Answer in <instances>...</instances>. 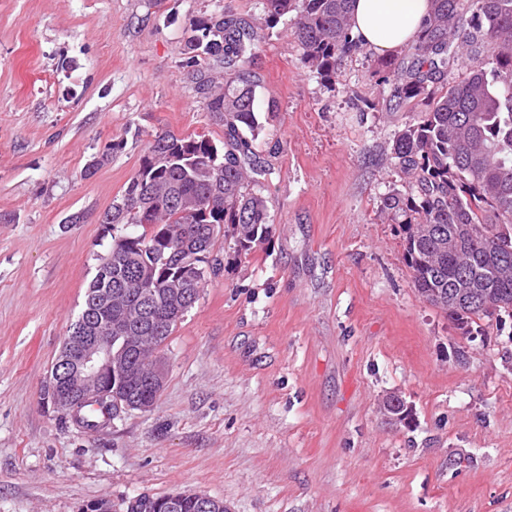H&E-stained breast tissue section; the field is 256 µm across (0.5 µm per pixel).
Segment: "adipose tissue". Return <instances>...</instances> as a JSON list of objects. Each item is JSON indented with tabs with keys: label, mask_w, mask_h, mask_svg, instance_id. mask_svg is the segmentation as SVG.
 <instances>
[{
	"label": "adipose tissue",
	"mask_w": 512,
	"mask_h": 512,
	"mask_svg": "<svg viewBox=\"0 0 512 512\" xmlns=\"http://www.w3.org/2000/svg\"><path fill=\"white\" fill-rule=\"evenodd\" d=\"M431 0H353L351 33L360 46L384 55L414 43Z\"/></svg>",
	"instance_id": "ef3b65f1"
}]
</instances>
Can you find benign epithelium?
Segmentation results:
<instances>
[{
  "instance_id": "benign-epithelium-1",
  "label": "benign epithelium",
  "mask_w": 512,
  "mask_h": 512,
  "mask_svg": "<svg viewBox=\"0 0 512 512\" xmlns=\"http://www.w3.org/2000/svg\"><path fill=\"white\" fill-rule=\"evenodd\" d=\"M130 311L112 318L93 319L79 332L67 336L48 376V400L63 415H77L79 406L94 400L113 405V412L149 411L154 401L130 397L127 384L143 385L159 395L165 385L168 364L161 354L157 330L141 336L126 335ZM190 500L201 512H224V501L205 494L184 491L144 500L147 512H179Z\"/></svg>"
}]
</instances>
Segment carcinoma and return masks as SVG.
I'll return each mask as SVG.
<instances>
[{
	"mask_svg": "<svg viewBox=\"0 0 512 512\" xmlns=\"http://www.w3.org/2000/svg\"><path fill=\"white\" fill-rule=\"evenodd\" d=\"M351 0H264L266 21L295 13L294 37L302 61L330 80L338 62L359 51L350 36ZM464 17L461 0H433L413 52L405 64L378 62L382 80L395 81L398 103L424 106L416 122L394 135L392 155L402 188L392 189L381 211L399 224L404 259L414 286L465 334L492 319L488 304L512 317V0H471ZM183 66L201 94L205 111L224 119V150L204 134L164 133L148 143L124 194L140 197L138 209L110 207L102 223L126 237L101 257L85 292L83 311L96 312L104 282H112L120 305L133 307L140 288L125 274L154 266L156 282L178 277L204 279L191 268L162 262L168 244L187 255L211 253L185 235L190 224H223L232 230L236 253L248 255L270 236L266 198L251 186L261 172L252 150L261 129L255 85L244 67L253 55L254 27L219 11L193 19ZM464 59L462 78L448 82ZM223 66L231 77L220 83L201 62ZM224 161L221 175L209 170L212 152ZM193 304L159 306L169 337ZM498 321L502 317L494 318ZM391 417L410 418L401 397L383 405Z\"/></svg>",
	"mask_w": 512,
	"mask_h": 512,
	"instance_id": "obj_1",
	"label": "carcinoma"
}]
</instances>
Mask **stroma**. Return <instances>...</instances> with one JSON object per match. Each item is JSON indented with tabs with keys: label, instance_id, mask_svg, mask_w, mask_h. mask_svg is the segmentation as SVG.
I'll return each instance as SVG.
<instances>
[{
	"label": "stroma",
	"instance_id": "stroma-1",
	"mask_svg": "<svg viewBox=\"0 0 512 512\" xmlns=\"http://www.w3.org/2000/svg\"><path fill=\"white\" fill-rule=\"evenodd\" d=\"M264 0H0V512H83L187 489L230 512H512V318L466 335L416 291L398 224L396 105L379 56L333 80ZM256 32L271 239L221 261L165 342L147 412L90 430L44 401L112 238L101 219L155 135L224 125L182 62L216 6ZM109 160L84 170L110 142ZM396 392L410 425L383 415Z\"/></svg>",
	"mask_w": 512,
	"mask_h": 512
}]
</instances>
